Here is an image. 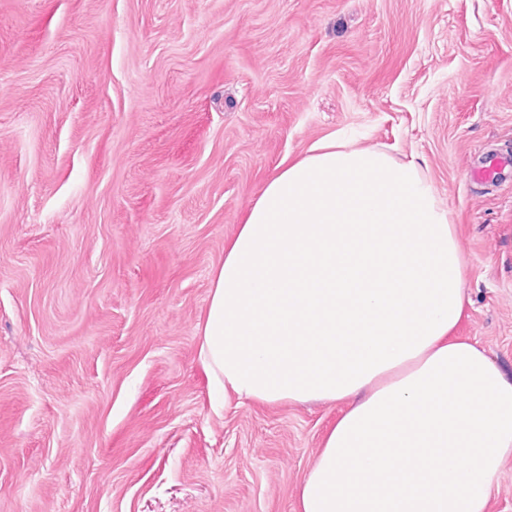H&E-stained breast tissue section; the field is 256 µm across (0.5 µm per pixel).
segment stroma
Instances as JSON below:
<instances>
[{"mask_svg":"<svg viewBox=\"0 0 512 512\" xmlns=\"http://www.w3.org/2000/svg\"><path fill=\"white\" fill-rule=\"evenodd\" d=\"M342 131L418 159L512 378V0H0V512H297L346 401L213 412L200 327Z\"/></svg>","mask_w":512,"mask_h":512,"instance_id":"1","label":"stroma"}]
</instances>
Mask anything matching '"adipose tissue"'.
Instances as JSON below:
<instances>
[{
	"instance_id": "adipose-tissue-1",
	"label": "adipose tissue",
	"mask_w": 512,
	"mask_h": 512,
	"mask_svg": "<svg viewBox=\"0 0 512 512\" xmlns=\"http://www.w3.org/2000/svg\"><path fill=\"white\" fill-rule=\"evenodd\" d=\"M465 265L416 160L329 137L277 167L213 270L199 359L217 399H351L298 512H486L512 380L457 338Z\"/></svg>"
}]
</instances>
